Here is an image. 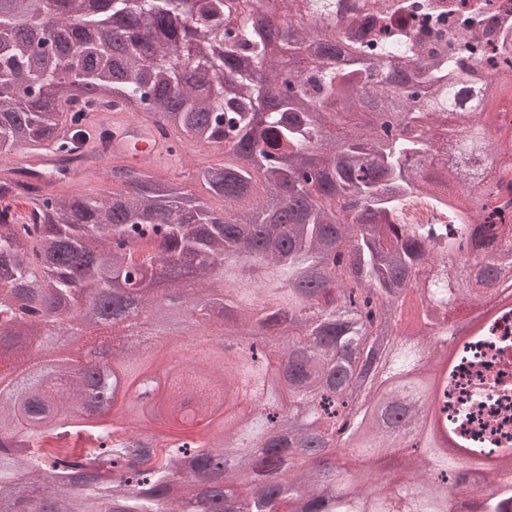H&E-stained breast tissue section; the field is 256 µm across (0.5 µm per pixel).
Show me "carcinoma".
Returning a JSON list of instances; mask_svg holds the SVG:
<instances>
[{
	"label": "carcinoma",
	"mask_w": 512,
	"mask_h": 512,
	"mask_svg": "<svg viewBox=\"0 0 512 512\" xmlns=\"http://www.w3.org/2000/svg\"><path fill=\"white\" fill-rule=\"evenodd\" d=\"M19 17L0 6V154L45 143L68 157L93 137L100 107L131 103L155 115L179 145L224 149V162L197 171L209 193L233 203L208 208L176 183L130 165L105 177L122 186L95 198L27 185L0 199V283L15 285L27 324L0 325V357L23 377L0 402V512H398L383 492L341 474L329 443L352 440L359 457L388 454L380 408L407 418L404 467L396 477L408 512H463L448 480H467L458 453L482 468L471 512H512V485L499 453L473 448L456 421L425 411L448 386L482 326L461 325L452 307L512 287V221L496 189L512 187V125L495 96L512 88V29L496 33L495 73L461 74L466 49L447 36L481 13L448 0H354L335 26L342 48L315 25L345 0H36ZM410 75L402 86L391 80ZM73 78L103 97L77 103L53 94ZM460 134L448 140V113ZM415 193L448 201L479 223L414 230L397 223ZM136 235L138 245L127 240ZM498 244L486 261L472 258ZM193 271L202 296L220 295L211 328L302 329L288 341L278 377L266 340L235 357L224 375L210 359L166 380L141 423L191 431L185 397L212 418L236 404L239 386L259 402L251 420L227 424L207 445L158 452L117 441L97 422L51 424L84 405L87 386L61 397L47 383L69 378L44 315L76 295L102 298L109 284L151 285L156 266ZM39 269L47 287L29 288ZM472 327L454 356L430 338ZM43 339L34 360L28 339ZM116 369L133 382L147 370L127 355ZM69 431L95 437L79 461L37 447ZM456 451L444 446L448 438ZM234 445L224 452V442Z\"/></svg>",
	"instance_id": "cac0c4a2"
}]
</instances>
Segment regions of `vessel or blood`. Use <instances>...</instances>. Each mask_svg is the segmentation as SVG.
Returning a JSON list of instances; mask_svg holds the SVG:
<instances>
[{
	"label": "vessel or blood",
	"mask_w": 512,
	"mask_h": 512,
	"mask_svg": "<svg viewBox=\"0 0 512 512\" xmlns=\"http://www.w3.org/2000/svg\"><path fill=\"white\" fill-rule=\"evenodd\" d=\"M90 121L107 130L105 144L87 141L84 156L73 161L62 160L60 155L49 152L37 154L29 160L28 172H15V179L20 181L27 177L34 184L49 186L64 179L74 180L78 171L98 166L111 158L146 166L167 156L168 144L158 135L150 114L131 119L125 110L117 107L109 116L92 113Z\"/></svg>",
	"instance_id": "obj_1"
}]
</instances>
